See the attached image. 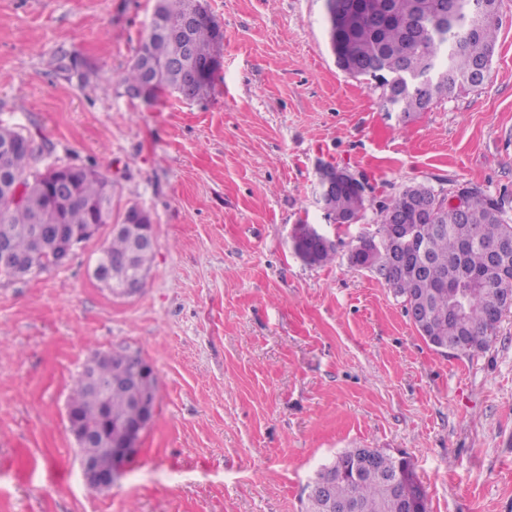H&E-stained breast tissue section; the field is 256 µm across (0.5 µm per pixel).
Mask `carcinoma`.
<instances>
[{"instance_id":"carcinoma-1","label":"carcinoma","mask_w":512,"mask_h":512,"mask_svg":"<svg viewBox=\"0 0 512 512\" xmlns=\"http://www.w3.org/2000/svg\"><path fill=\"white\" fill-rule=\"evenodd\" d=\"M187 0H162L158 18L173 26ZM345 12L341 25L328 30L329 43L347 64L346 74L368 78L379 64L378 71L389 77L403 73L436 75L439 81L428 98L416 95L406 87L401 96L383 102L392 110L409 117L424 112L434 98H445L458 91L481 86L492 60L500 23V0H487L489 16L474 18L468 0H382L393 24L384 26L374 12L359 11L353 0H336ZM191 51L182 52L177 36H157L147 33L140 43L132 65L123 82L131 87L144 82L146 75L139 63L145 54L154 64L156 86L152 96L171 94L187 101L204 99L210 92L213 78L189 84L190 72L206 64L216 49L215 29L206 19L192 29L189 36ZM21 132L0 130V225L9 228L10 246L21 255L29 254L35 243V227H47L39 256V270L53 266L51 243L53 231L64 227L77 231L85 224H107L112 221V195L108 181L86 164L69 165L71 185L62 195L58 207L49 204V195L40 176L29 181L24 175L41 155L36 146L20 144ZM26 186L23 201L11 205L4 199L11 187ZM366 195L346 186L336 187L328 202V216L347 218L365 210ZM512 195L503 192L493 196L474 184L468 185L465 211L454 207L441 192L414 184L405 187L383 204L375 234L369 239L388 249L397 227L409 224L417 229L424 243L423 256L416 258L415 269H394L386 274L378 260L374 270L380 273L395 296L404 304L428 309L431 316L415 325L429 344H446L457 356L470 357L487 350L496 336L498 325L486 321L484 314L499 302L504 288L512 289V281L490 265L486 244L512 237V219L508 217ZM131 249V238L125 232H112V240L97 260L94 275L107 271L108 288L120 287L130 276L123 258ZM463 302L467 311L463 317H448V310ZM139 356L112 359H92L89 365L101 384L132 369ZM72 402L87 423L98 422L101 406L108 405L112 424L106 429L109 441L119 443L124 438L122 425L139 418L135 391L112 389L105 393L78 379ZM374 465L354 477L343 473L350 449L339 453L323 465L318 473L336 472L331 498L337 503H353L357 512H405V505L414 500L421 485L415 474L390 484L386 475L396 466V456L376 448Z\"/></svg>"}]
</instances>
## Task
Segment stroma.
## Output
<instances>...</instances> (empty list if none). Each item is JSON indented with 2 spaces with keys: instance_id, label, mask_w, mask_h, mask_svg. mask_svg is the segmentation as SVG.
<instances>
[{
  "instance_id": "35a3bbf8",
  "label": "stroma",
  "mask_w": 512,
  "mask_h": 512,
  "mask_svg": "<svg viewBox=\"0 0 512 512\" xmlns=\"http://www.w3.org/2000/svg\"><path fill=\"white\" fill-rule=\"evenodd\" d=\"M206 4L224 28L208 98L147 104L122 77L155 0H0V128L42 145L34 170L92 163L113 217L143 208L155 240L132 296L93 276L108 225L61 267L0 277V512H301L348 448L409 457L430 512H512V311L487 351L447 356L349 262L405 186L512 192V0L483 85L408 118L337 67L323 0ZM323 164L367 176L358 223L322 208ZM299 224L335 242L332 263L295 255ZM113 350L152 365L157 404L97 493L67 406Z\"/></svg>"
}]
</instances>
